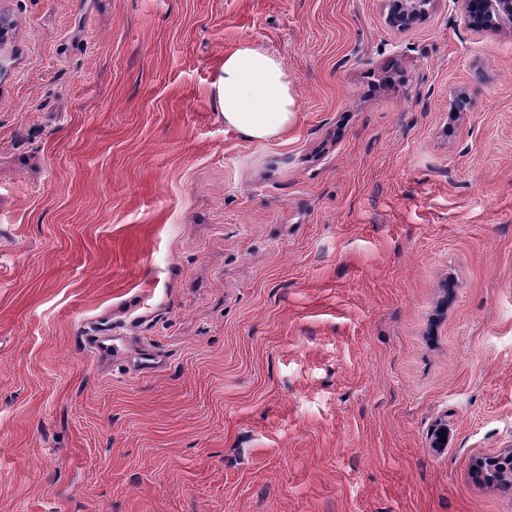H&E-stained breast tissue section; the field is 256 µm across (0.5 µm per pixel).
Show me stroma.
<instances>
[{"label":"stroma","instance_id":"1","mask_svg":"<svg viewBox=\"0 0 512 512\" xmlns=\"http://www.w3.org/2000/svg\"><path fill=\"white\" fill-rule=\"evenodd\" d=\"M387 14L0 0V512H512V31ZM216 98L224 124L251 141L277 138L296 116L297 99L282 61L262 44L225 52ZM476 473L489 482L512 487V448L496 456L481 458Z\"/></svg>","mask_w":512,"mask_h":512}]
</instances>
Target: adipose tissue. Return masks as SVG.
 <instances>
[{"instance_id":"ef3b65f1","label":"adipose tissue","mask_w":512,"mask_h":512,"mask_svg":"<svg viewBox=\"0 0 512 512\" xmlns=\"http://www.w3.org/2000/svg\"><path fill=\"white\" fill-rule=\"evenodd\" d=\"M216 98L224 124L251 141L285 134L297 99L282 61L262 44L244 42L225 52Z\"/></svg>"}]
</instances>
